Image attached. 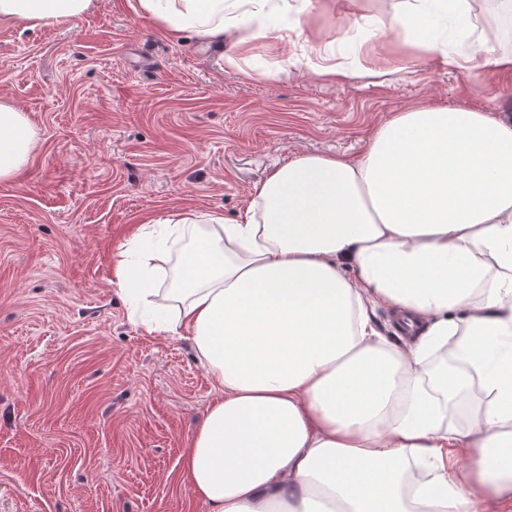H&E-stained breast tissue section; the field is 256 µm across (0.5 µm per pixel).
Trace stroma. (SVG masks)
<instances>
[{
    "mask_svg": "<svg viewBox=\"0 0 512 512\" xmlns=\"http://www.w3.org/2000/svg\"><path fill=\"white\" fill-rule=\"evenodd\" d=\"M390 0H274L261 35L167 39L127 0L73 26L0 24V101L36 143L0 182V512H206L182 457L214 396L186 334L128 316L116 258L140 224L234 219L302 154H358L395 112L463 101L512 118V13L483 45L485 9L449 67L386 21ZM237 54L238 66L224 58ZM339 65L347 77L319 68Z\"/></svg>",
    "mask_w": 512,
    "mask_h": 512,
    "instance_id": "stroma-1",
    "label": "stroma"
}]
</instances>
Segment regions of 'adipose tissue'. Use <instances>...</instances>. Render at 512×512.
<instances>
[{"mask_svg":"<svg viewBox=\"0 0 512 512\" xmlns=\"http://www.w3.org/2000/svg\"><path fill=\"white\" fill-rule=\"evenodd\" d=\"M267 0H128L170 38L223 41L226 10ZM93 0H0V22L71 25ZM467 29L470 0H409ZM35 131L0 103V182ZM120 292L187 330L215 392L183 482L207 512H503L512 506V123L464 104L395 113L361 152L273 168L232 221L217 213L140 227ZM172 285L160 288L162 263ZM414 321L381 335L374 311ZM466 359L474 375L433 363ZM483 394L465 428L456 397Z\"/></svg>","mask_w":512,"mask_h":512,"instance_id":"obj_1","label":"adipose tissue"}]
</instances>
